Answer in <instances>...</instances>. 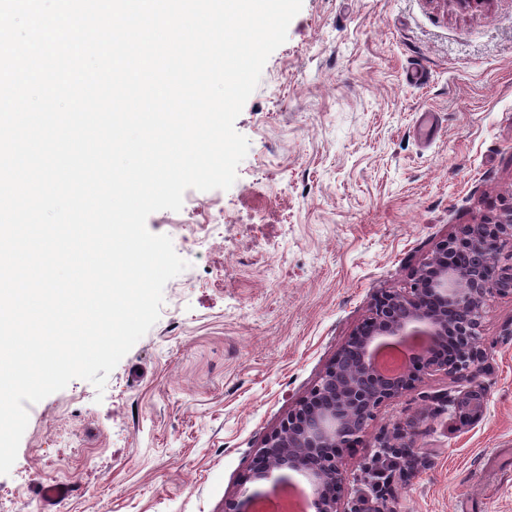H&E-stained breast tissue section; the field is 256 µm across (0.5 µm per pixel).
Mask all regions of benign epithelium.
Masks as SVG:
<instances>
[{
  "label": "benign epithelium",
  "mask_w": 512,
  "mask_h": 512,
  "mask_svg": "<svg viewBox=\"0 0 512 512\" xmlns=\"http://www.w3.org/2000/svg\"><path fill=\"white\" fill-rule=\"evenodd\" d=\"M512 215L498 224H465L437 242L412 275L410 287L379 294L369 317L358 326L327 366L319 383L288 411L279 429L259 449L251 478L273 473H304L314 486V512H379L361 498L342 507L344 454L363 444L382 406L414 390L426 377L465 379L467 386L449 399L464 426L479 423L487 404L477 377L485 370L481 343L483 308L493 294L512 297ZM426 333L430 347L412 356L399 376L377 373L369 349L382 337ZM413 432L402 426L378 439L381 448L410 447ZM291 488L277 481L266 494L242 493L226 502V512H260L262 499Z\"/></svg>",
  "instance_id": "7a95c632"
}]
</instances>
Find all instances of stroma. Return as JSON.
Instances as JSON below:
<instances>
[{"mask_svg": "<svg viewBox=\"0 0 512 512\" xmlns=\"http://www.w3.org/2000/svg\"><path fill=\"white\" fill-rule=\"evenodd\" d=\"M427 81L408 83L411 68ZM430 111L437 130L421 136ZM230 189L147 219L187 268L110 373L28 405L0 512H43L37 485L76 481L66 512H224L258 448L318 384L375 297L408 288L436 242L512 213V0H303L235 121ZM224 222L191 234L195 203ZM487 407L463 426L442 375L379 409L343 463V499L379 512H512V297L482 323ZM414 422L412 447L379 436ZM413 467H406L407 459Z\"/></svg>", "mask_w": 512, "mask_h": 512, "instance_id": "1", "label": "stroma"}]
</instances>
